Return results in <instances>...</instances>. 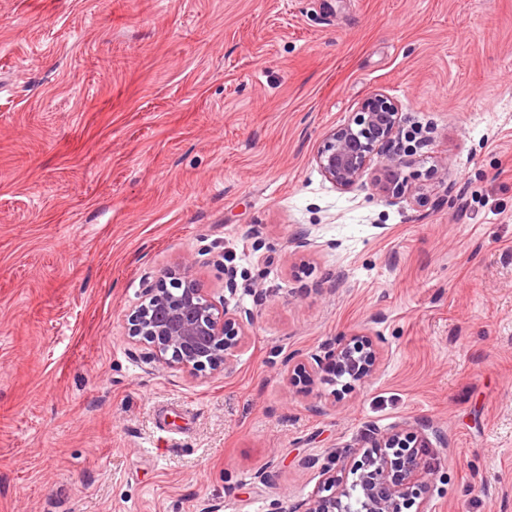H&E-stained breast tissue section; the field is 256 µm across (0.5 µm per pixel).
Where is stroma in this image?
Instances as JSON below:
<instances>
[{"mask_svg":"<svg viewBox=\"0 0 512 512\" xmlns=\"http://www.w3.org/2000/svg\"><path fill=\"white\" fill-rule=\"evenodd\" d=\"M375 91L425 207L313 161ZM511 159L512 0H0V512H291L403 422L429 512H512ZM181 260L255 316L226 373L128 337ZM363 330L369 381L289 384Z\"/></svg>","mask_w":512,"mask_h":512,"instance_id":"obj_1","label":"stroma"}]
</instances>
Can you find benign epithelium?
<instances>
[{
    "label": "benign epithelium",
    "instance_id": "benign-epithelium-1",
    "mask_svg": "<svg viewBox=\"0 0 512 512\" xmlns=\"http://www.w3.org/2000/svg\"><path fill=\"white\" fill-rule=\"evenodd\" d=\"M403 113L398 104L377 91L362 102L351 120L329 131L314 155L326 181L341 191L359 186L371 170L379 175L389 201L424 203V187L448 174L440 158L424 174H403L413 149L401 146ZM128 335L146 346L148 360L180 370L190 377L226 371L239 351L251 313L232 312L200 288L191 266L178 262L155 284L128 319ZM374 340L366 333L340 336L324 357L288 363V380L311 381L328 370L336 378L368 381L375 365ZM427 425L404 423L386 431L367 426L361 441L337 452L324 469L314 494L294 512H427L430 475L424 448Z\"/></svg>",
    "mask_w": 512,
    "mask_h": 512
}]
</instances>
